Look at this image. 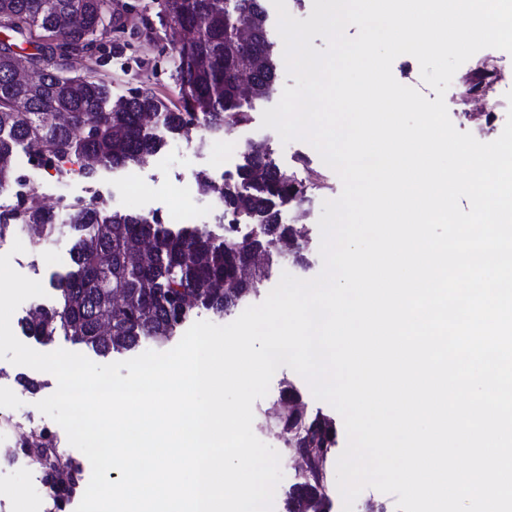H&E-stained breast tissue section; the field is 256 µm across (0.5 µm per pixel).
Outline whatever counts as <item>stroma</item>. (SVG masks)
Listing matches in <instances>:
<instances>
[{"instance_id":"obj_1","label":"stroma","mask_w":512,"mask_h":512,"mask_svg":"<svg viewBox=\"0 0 512 512\" xmlns=\"http://www.w3.org/2000/svg\"><path fill=\"white\" fill-rule=\"evenodd\" d=\"M123 9V26L112 35L107 44V56L99 69L111 83L113 97L128 95L130 89L143 88L154 93L175 96L176 78L173 68L159 71L155 61L158 47L145 39L143 18L149 0H119ZM279 88L270 96L253 100L250 106L251 119L247 123L249 136L265 142L275 164L296 177L308 178L311 172L323 176L321 188L308 192L304 205L311 211L312 219H319L324 201L337 198L342 191V183L337 174L321 160L318 152L308 143L294 140L282 142L278 133L262 127V113L275 106L281 99L283 86H294L295 81L287 73H280ZM215 169L213 158L206 148L198 142L187 141L185 137L168 139L165 150L146 167L103 168L94 181H73L67 184L57 183L55 178L40 176L36 179L38 192L44 199L50 200L60 194L74 198L85 196L87 191H96L101 201L112 210L152 214L167 210L169 206L177 208V222L182 227H200L213 235L221 233V215L214 211L210 197L204 195L189 196L182 202H175L176 188L181 181L190 179L194 174ZM313 242L307 252L304 265L293 264L289 260L273 262L268 275L258 285V292L250 299L251 304H259L278 284L282 273H290L300 279L316 277L322 270L320 256V231H313ZM75 237L69 225H59L55 234L44 242L54 256L50 264L36 266L27 261L17 265V272L38 280L45 290L41 304L51 307L57 304L58 294L51 281L57 275L66 273L72 266V247ZM28 376L41 381V388L34 393L28 392L17 382L18 377ZM296 388L308 411L320 412L332 419L339 433V443H346L344 421L340 414L327 402L316 399L307 381L290 368L276 371L267 395L253 406L254 413L278 402L286 387ZM55 390L53 375L16 366L0 360V420L25 426L50 425L49 417L36 407L38 401L48 397ZM49 493L37 473L25 469L0 471V512H25L27 507L48 500Z\"/></svg>"}]
</instances>
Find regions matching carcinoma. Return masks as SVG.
<instances>
[{
  "mask_svg": "<svg viewBox=\"0 0 512 512\" xmlns=\"http://www.w3.org/2000/svg\"><path fill=\"white\" fill-rule=\"evenodd\" d=\"M265 0H158L159 26L144 19L149 41L170 50L177 99L135 89L112 99L111 85L97 69L53 62L51 42L65 41L83 55L86 43L104 41L120 22L114 0H0V31L27 43L29 67L20 72L16 53L0 46V193L15 177L17 150L51 161L70 155L91 179L101 168L134 167L161 148L154 128L180 135L196 122L220 133L245 124L250 112L240 102L239 78L250 79L252 95L268 96L277 63L266 30ZM180 25L166 41L164 17ZM238 182L199 178V192L220 200L225 212L263 233L248 242L215 237L202 228L178 231L156 215L120 213L100 202L77 200L65 223L81 232L73 247L75 270L53 282L59 303L40 308L23 323L26 335L49 340L61 331L76 344L108 356L132 351L145 339L167 342L194 309L219 316L257 291L259 271H240L256 252H275L283 242L305 262L303 234L283 224L280 207L305 198L308 187L274 165L268 155L244 152ZM11 224L37 233L35 244L55 228L50 211L35 197L0 212V234ZM280 420L285 451L305 456L307 467L288 490V512H329L331 472L325 466L336 446V429L311 414L291 389ZM32 466L50 473L60 452L43 435Z\"/></svg>",
  "mask_w": 512,
  "mask_h": 512,
  "instance_id": "carcinoma-1",
  "label": "carcinoma"
}]
</instances>
